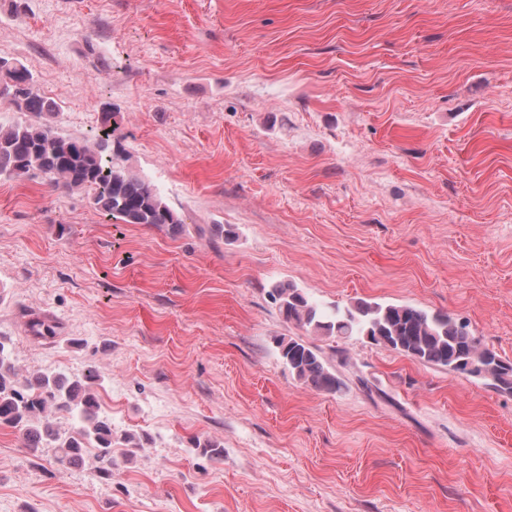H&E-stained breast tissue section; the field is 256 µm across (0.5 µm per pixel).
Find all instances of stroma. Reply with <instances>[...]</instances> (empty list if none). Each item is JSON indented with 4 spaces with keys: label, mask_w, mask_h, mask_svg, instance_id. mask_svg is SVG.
<instances>
[{
    "label": "stroma",
    "mask_w": 512,
    "mask_h": 512,
    "mask_svg": "<svg viewBox=\"0 0 512 512\" xmlns=\"http://www.w3.org/2000/svg\"><path fill=\"white\" fill-rule=\"evenodd\" d=\"M0 57L63 135L122 112L185 220L0 180V335L97 370L114 460L0 428V512H512V396L363 337L312 338L345 386L306 387L268 296L448 312L512 361V0H0Z\"/></svg>",
    "instance_id": "stroma-1"
}]
</instances>
